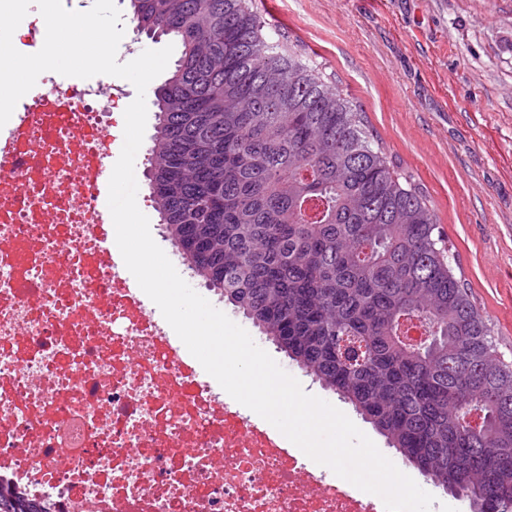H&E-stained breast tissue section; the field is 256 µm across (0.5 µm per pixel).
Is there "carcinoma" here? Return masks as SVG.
Returning a JSON list of instances; mask_svg holds the SVG:
<instances>
[{
	"mask_svg": "<svg viewBox=\"0 0 512 512\" xmlns=\"http://www.w3.org/2000/svg\"><path fill=\"white\" fill-rule=\"evenodd\" d=\"M129 2L180 49L148 162L189 269L471 512H512V365L412 178L253 0ZM0 512L53 510L0 483Z\"/></svg>",
	"mask_w": 512,
	"mask_h": 512,
	"instance_id": "cac0c4a2",
	"label": "carcinoma"
}]
</instances>
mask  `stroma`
Segmentation results:
<instances>
[{
	"instance_id": "35a3bbf8",
	"label": "stroma",
	"mask_w": 512,
	"mask_h": 512,
	"mask_svg": "<svg viewBox=\"0 0 512 512\" xmlns=\"http://www.w3.org/2000/svg\"><path fill=\"white\" fill-rule=\"evenodd\" d=\"M267 34L304 52L351 95L392 161L427 195L505 361H512V0H255ZM150 232L180 276L248 330L303 390L344 412L426 486L432 512L467 501L406 465L355 408L324 389L188 269L157 213Z\"/></svg>"
}]
</instances>
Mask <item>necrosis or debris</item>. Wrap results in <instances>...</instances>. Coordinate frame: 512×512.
I'll list each match as a JSON object with an SVG mask.
<instances>
[{
  "instance_id": "1",
  "label": "necrosis or debris",
  "mask_w": 512,
  "mask_h": 512,
  "mask_svg": "<svg viewBox=\"0 0 512 512\" xmlns=\"http://www.w3.org/2000/svg\"><path fill=\"white\" fill-rule=\"evenodd\" d=\"M0 136V478L55 512H379L217 401L106 245L122 94L59 74ZM123 130H124V127L123 128H114L113 133H112V130L110 132V136H109L110 141L112 142V134L116 135V137H115L116 140H115L114 144H112V157L107 159V169L101 178V181L103 183V188L101 190V195H100V199H99L100 206L110 216H111V214H110V211L108 210V205H107L108 184H109V179L111 177L114 164L117 161V159L120 155L121 149H122V145H123V141H124Z\"/></svg>"
}]
</instances>
